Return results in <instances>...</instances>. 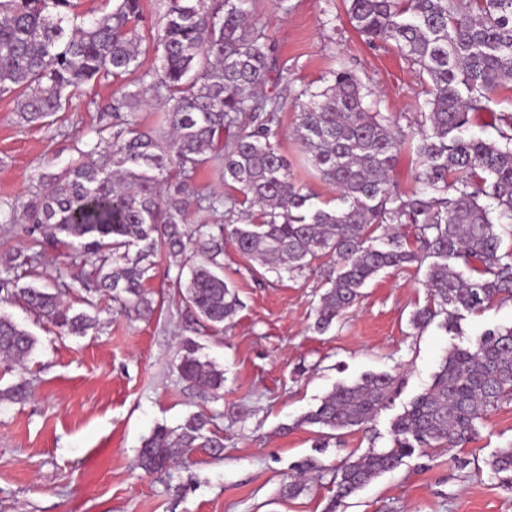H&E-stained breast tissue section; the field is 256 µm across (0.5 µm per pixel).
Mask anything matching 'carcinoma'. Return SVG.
I'll return each instance as SVG.
<instances>
[{"mask_svg":"<svg viewBox=\"0 0 512 512\" xmlns=\"http://www.w3.org/2000/svg\"><path fill=\"white\" fill-rule=\"evenodd\" d=\"M349 21L367 40L392 41L429 78L418 142L365 104L357 79L338 71L333 84L297 103L296 136L320 179L336 188L339 205L324 208L291 178L288 160L272 142L284 102L261 95L276 70L271 38L247 18V0H167L155 36L159 65L125 85L112 112L121 127L98 131L97 143L17 204L0 203L3 223L43 230L45 243L66 249L90 270L81 280L87 309L75 311L59 290L21 286L15 256L0 258V295L66 335L98 328L99 296L120 310L148 316L145 288L159 253L180 258L189 277L180 288L187 311L220 332L239 307L224 280V239L245 258L277 271L317 269L328 288L313 328L326 332L390 267L429 264L428 304L414 318L427 325L457 311H479L512 299V113L494 112L496 141L468 133L470 115L490 111L495 90L512 82V0H348ZM72 0H0V96H11L22 122L52 126L81 87L139 69L141 0H106L90 21ZM163 101L166 126L143 130L135 115ZM106 147H101V144ZM406 150L417 158L420 188L403 194L390 173ZM224 165L226 196L204 195L195 174ZM224 208L225 223L187 230L192 210ZM415 229V245L402 230ZM476 274L467 277L464 271ZM453 310H448V307ZM36 338L0 314V361L21 365ZM180 379L200 398L219 400L224 369L183 340ZM396 377L366 374L340 384L303 422L330 430L367 424L392 398ZM22 379L0 389V401L22 403ZM512 400V327L489 331L468 348H452L431 386L392 423L393 446L346 458L336 468L332 507L371 480L397 468L415 447L462 446L476 422ZM212 417L189 415L175 428L158 427L138 452L146 472H162L198 448H222ZM512 472V447L490 462Z\"/></svg>","mask_w":512,"mask_h":512,"instance_id":"obj_1","label":"carcinoma"}]
</instances>
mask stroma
Returning <instances> with one entry per match:
<instances>
[{
    "mask_svg": "<svg viewBox=\"0 0 512 512\" xmlns=\"http://www.w3.org/2000/svg\"><path fill=\"white\" fill-rule=\"evenodd\" d=\"M253 22L277 44L276 67L287 79L264 94L286 105L275 141L292 180L336 206L337 193L309 166L294 130L300 91L330 85L340 70L363 85L365 102L402 127H414L428 77L393 43H367L349 22L344 0H249ZM123 80L87 83L52 127L20 123L11 97L0 98V202L21 203L45 173L68 165L112 125L107 106ZM37 283L69 289L81 309V285L63 250L45 248ZM173 260L161 258L150 290L157 308L147 319L100 303L98 330L59 334L51 325L0 302L37 339L24 366L0 363V389L32 383L26 403L0 402V512H328L334 470L347 456L392 445L391 424L427 389L452 347L512 326V300L462 312L448 331L441 320L415 327L427 303L425 271L411 265L380 271L351 309L325 333L312 328L326 284L318 272L277 273L224 245V278L240 300L234 319L216 333L197 328L179 295ZM224 370L223 396L202 400L181 381L185 338ZM398 376L392 400L368 424L325 436L305 414L341 383L362 375ZM212 416L223 436L220 454L198 449L190 462L148 474L137 465L145 437L195 412ZM464 447L418 448L347 499L343 512H512V475L489 462L512 446V401L477 424ZM319 469L297 496L286 492L296 462Z\"/></svg>",
    "mask_w": 512,
    "mask_h": 512,
    "instance_id": "35a3bbf8",
    "label": "stroma"
}]
</instances>
